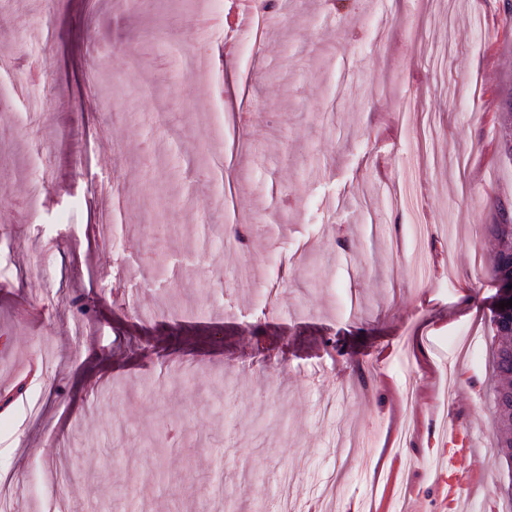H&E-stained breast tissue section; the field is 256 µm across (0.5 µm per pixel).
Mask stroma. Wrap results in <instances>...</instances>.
I'll list each match as a JSON object with an SVG mask.
<instances>
[{"label":"stroma","mask_w":512,"mask_h":512,"mask_svg":"<svg viewBox=\"0 0 512 512\" xmlns=\"http://www.w3.org/2000/svg\"><path fill=\"white\" fill-rule=\"evenodd\" d=\"M508 1L260 0L234 34L192 26L227 0H0V512L34 472L79 512H512ZM506 204L501 200L497 202L495 223L487 226L488 234L495 243L492 264L496 281L512 266V208L510 205L507 211ZM511 286V289H508ZM512 299V276L509 275L499 282L497 296L493 305L491 324L495 347L492 353V365L494 373L497 377V385L493 389L492 404L497 417L498 437L497 448L498 453L505 460L508 468L512 467V454H509V448L512 450V414L503 413L498 408V392L504 385L512 387V335L504 334L500 327V314L506 315L510 313L512 307L507 306L504 309L499 308L500 301ZM510 354V355H509Z\"/></svg>","instance_id":"stroma-1"}]
</instances>
